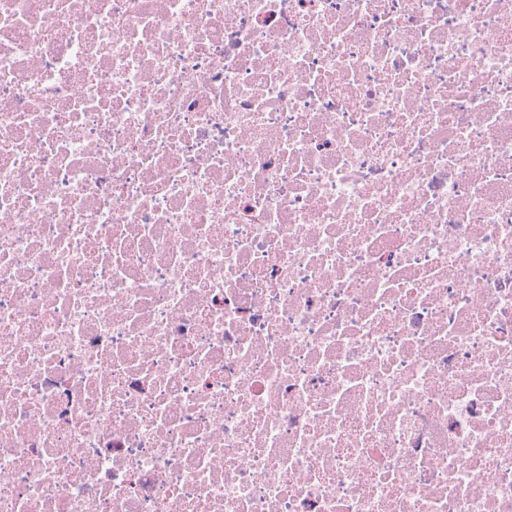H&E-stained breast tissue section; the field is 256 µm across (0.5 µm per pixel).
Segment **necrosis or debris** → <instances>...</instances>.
Wrapping results in <instances>:
<instances>
[{
	"label": "necrosis or debris",
	"mask_w": 512,
	"mask_h": 512,
	"mask_svg": "<svg viewBox=\"0 0 512 512\" xmlns=\"http://www.w3.org/2000/svg\"><path fill=\"white\" fill-rule=\"evenodd\" d=\"M0 512H512V0H0Z\"/></svg>",
	"instance_id": "necrosis-or-debris-1"
}]
</instances>
